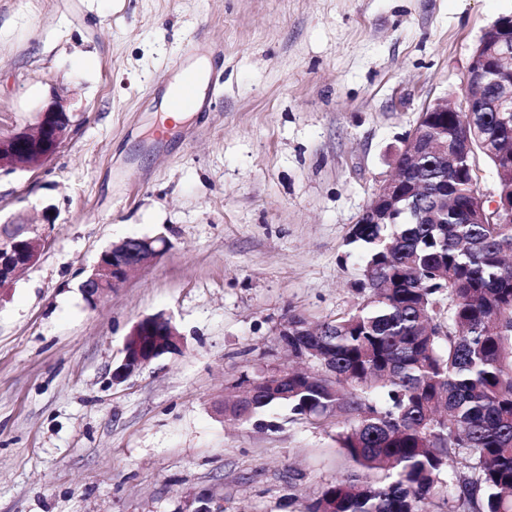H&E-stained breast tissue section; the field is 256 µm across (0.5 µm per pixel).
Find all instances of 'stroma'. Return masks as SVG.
I'll return each mask as SVG.
<instances>
[{
  "label": "stroma",
  "mask_w": 512,
  "mask_h": 512,
  "mask_svg": "<svg viewBox=\"0 0 512 512\" xmlns=\"http://www.w3.org/2000/svg\"><path fill=\"white\" fill-rule=\"evenodd\" d=\"M512 0H0V129L58 96L71 138L0 173V224L43 225L0 291V512H303L352 462L336 425L222 412L243 374L289 365V311L353 310L349 235L422 110L461 105L485 29ZM204 35L209 108L163 95ZM168 251L88 303L102 251ZM182 349L117 382L132 326Z\"/></svg>",
  "instance_id": "stroma-1"
}]
</instances>
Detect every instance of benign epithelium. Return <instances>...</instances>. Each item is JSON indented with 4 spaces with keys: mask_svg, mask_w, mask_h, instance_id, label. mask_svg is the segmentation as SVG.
Returning a JSON list of instances; mask_svg holds the SVG:
<instances>
[{
    "mask_svg": "<svg viewBox=\"0 0 512 512\" xmlns=\"http://www.w3.org/2000/svg\"><path fill=\"white\" fill-rule=\"evenodd\" d=\"M478 45L466 73L464 103L460 111L482 112L489 109L512 113V81L502 79L489 69V62L493 60L512 58V15L499 18L487 28ZM447 111L446 101L426 107L416 127L404 139L398 159L431 150L429 137L425 136V120L435 112ZM64 115L66 109L53 97L36 113L34 124L0 132V171L44 168L73 133V124L65 120ZM414 193V182L392 176L376 188L357 223L427 221L430 214L416 208L415 202L411 201ZM33 241L44 242V234L35 224L16 220L0 226V281L5 278L12 280L20 270L38 262L40 251L28 247ZM125 242L126 246L119 253L110 250L101 253L97 265L85 276L80 288L88 302L94 303L100 296L122 286L132 271L156 261L166 250V244L156 238H127ZM160 322L161 319L148 316L133 326L129 336L135 339V343L124 348L122 362L112 371L114 380L126 379L166 353L148 339Z\"/></svg>",
    "mask_w": 512,
    "mask_h": 512,
    "instance_id": "1",
    "label": "benign epithelium"
}]
</instances>
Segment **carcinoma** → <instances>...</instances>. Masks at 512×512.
<instances>
[{
    "label": "carcinoma",
    "mask_w": 512,
    "mask_h": 512,
    "mask_svg": "<svg viewBox=\"0 0 512 512\" xmlns=\"http://www.w3.org/2000/svg\"><path fill=\"white\" fill-rule=\"evenodd\" d=\"M428 135L448 142V165L425 156L414 171L435 223L354 225L366 299L315 327L289 315L288 352L312 367L246 376L224 403L239 422L274 404L336 419L355 471L305 512H431L455 463L478 472L457 479L470 512H512V218L489 217L475 173L481 156L512 198V114L438 113Z\"/></svg>",
    "instance_id": "1"
}]
</instances>
